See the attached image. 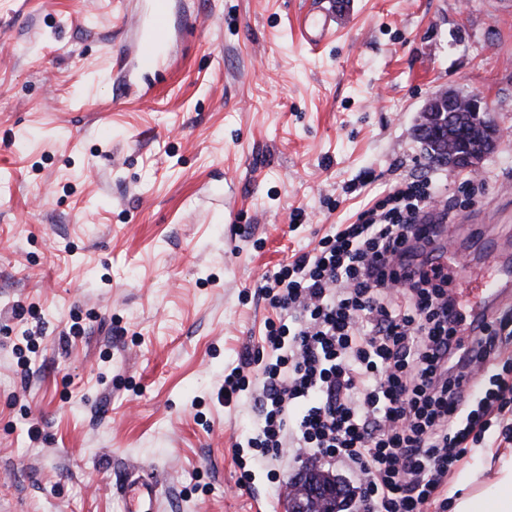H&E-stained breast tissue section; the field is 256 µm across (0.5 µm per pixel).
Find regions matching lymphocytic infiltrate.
<instances>
[{
  "label": "lymphocytic infiltrate",
  "mask_w": 512,
  "mask_h": 512,
  "mask_svg": "<svg viewBox=\"0 0 512 512\" xmlns=\"http://www.w3.org/2000/svg\"><path fill=\"white\" fill-rule=\"evenodd\" d=\"M435 195L426 178L402 185L265 275L258 295L277 313L266 359L224 375L229 404L257 367L256 444L345 465L361 512H446L469 449L512 444V314H464L425 257L448 219ZM477 374L487 388L468 390Z\"/></svg>",
  "instance_id": "1"
}]
</instances>
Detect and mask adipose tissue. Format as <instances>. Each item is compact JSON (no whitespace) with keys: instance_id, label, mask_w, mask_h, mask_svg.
Segmentation results:
<instances>
[{"instance_id":"1","label":"adipose tissue","mask_w":512,"mask_h":512,"mask_svg":"<svg viewBox=\"0 0 512 512\" xmlns=\"http://www.w3.org/2000/svg\"><path fill=\"white\" fill-rule=\"evenodd\" d=\"M459 490L452 512H512V448L498 454L488 482L475 487L465 475Z\"/></svg>"}]
</instances>
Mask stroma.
<instances>
[{
    "instance_id": "obj_1",
    "label": "stroma",
    "mask_w": 512,
    "mask_h": 512,
    "mask_svg": "<svg viewBox=\"0 0 512 512\" xmlns=\"http://www.w3.org/2000/svg\"><path fill=\"white\" fill-rule=\"evenodd\" d=\"M306 2L189 0L157 89L118 103L138 0H0V512H125L141 470L160 512H286L308 457L258 459L224 370L276 316L264 275L401 182H435L473 305L512 209V0H350L316 50ZM442 88L480 93L504 131L478 189L416 137Z\"/></svg>"
}]
</instances>
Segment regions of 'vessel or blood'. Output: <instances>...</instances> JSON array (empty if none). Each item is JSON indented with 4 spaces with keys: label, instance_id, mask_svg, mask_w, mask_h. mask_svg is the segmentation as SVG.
<instances>
[{
    "label": "vessel or blood",
    "instance_id": "b4317fda",
    "mask_svg": "<svg viewBox=\"0 0 512 512\" xmlns=\"http://www.w3.org/2000/svg\"><path fill=\"white\" fill-rule=\"evenodd\" d=\"M172 12L173 0H149L147 13L128 16L127 24L134 27L135 37L113 52L112 79L119 97L132 95L141 99L153 92L151 77L170 52ZM337 14L336 0H311L300 27L303 43L314 50L328 42L336 33ZM132 485L127 512H154L158 500L156 480L140 475Z\"/></svg>",
    "mask_w": 512,
    "mask_h": 512
}]
</instances>
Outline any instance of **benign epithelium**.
Masks as SVG:
<instances>
[{"label":"benign epithelium","mask_w":512,"mask_h":512,"mask_svg":"<svg viewBox=\"0 0 512 512\" xmlns=\"http://www.w3.org/2000/svg\"><path fill=\"white\" fill-rule=\"evenodd\" d=\"M487 112L481 95L461 99L456 92L442 89L421 107L416 132L433 143L439 165L475 173L497 150L503 134L498 125L475 121ZM282 497L297 504V512H336V479L318 481L300 472L283 485Z\"/></svg>","instance_id":"benign-epithelium-1"}]
</instances>
